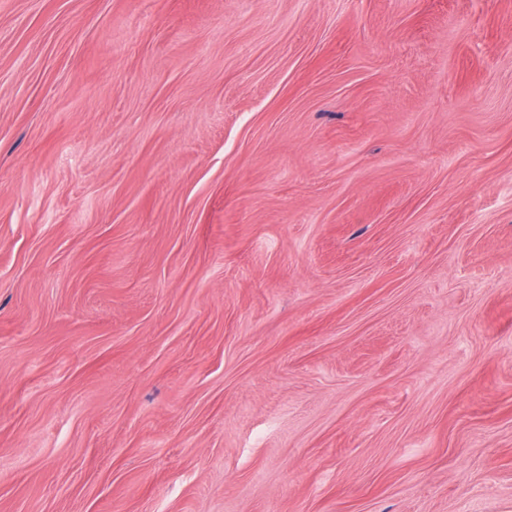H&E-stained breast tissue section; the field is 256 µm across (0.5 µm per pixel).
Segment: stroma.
<instances>
[{"label":"stroma","mask_w":512,"mask_h":512,"mask_svg":"<svg viewBox=\"0 0 512 512\" xmlns=\"http://www.w3.org/2000/svg\"><path fill=\"white\" fill-rule=\"evenodd\" d=\"M0 512H512V0H0Z\"/></svg>","instance_id":"stroma-1"}]
</instances>
